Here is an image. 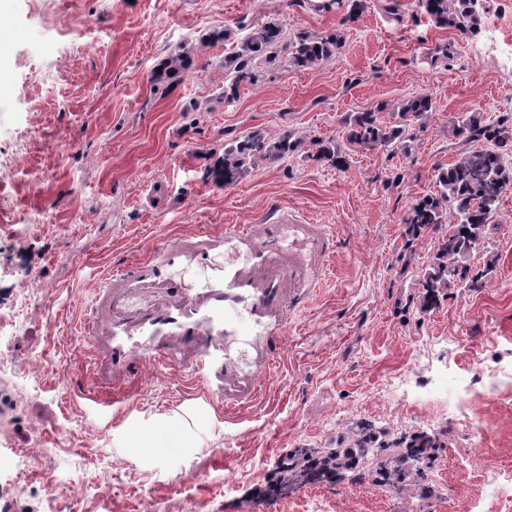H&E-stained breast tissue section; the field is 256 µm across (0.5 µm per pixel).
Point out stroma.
I'll return each instance as SVG.
<instances>
[{
	"label": "stroma",
	"mask_w": 512,
	"mask_h": 512,
	"mask_svg": "<svg viewBox=\"0 0 512 512\" xmlns=\"http://www.w3.org/2000/svg\"><path fill=\"white\" fill-rule=\"evenodd\" d=\"M310 0H6L0 47V507L8 512H512L483 484L512 469V390L441 404L445 378L512 362V193L486 232L478 287L421 310L400 276V219L458 156L461 114L512 119V10L484 0L479 35L436 27L413 0L312 11ZM268 20L340 34L330 59L278 65L224 102L213 30ZM167 89L150 75L178 50ZM428 91L412 152H353L336 169L298 154L236 184L209 168L255 129L341 140L344 118ZM283 207L337 233L315 300L292 316L249 404H207L188 370L141 369L105 393L80 321L95 280L201 227L261 224ZM336 467L307 482L329 451ZM289 482L291 492L269 490Z\"/></svg>",
	"instance_id": "35a3bbf8"
}]
</instances>
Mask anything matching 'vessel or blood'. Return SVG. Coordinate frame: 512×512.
I'll list each match as a JSON object with an SVG mask.
<instances>
[{
  "instance_id": "1",
  "label": "vessel or blood",
  "mask_w": 512,
  "mask_h": 512,
  "mask_svg": "<svg viewBox=\"0 0 512 512\" xmlns=\"http://www.w3.org/2000/svg\"><path fill=\"white\" fill-rule=\"evenodd\" d=\"M336 247L324 225L283 214L257 228L204 229L102 274L82 329L103 379L179 364L209 404L251 401Z\"/></svg>"
}]
</instances>
